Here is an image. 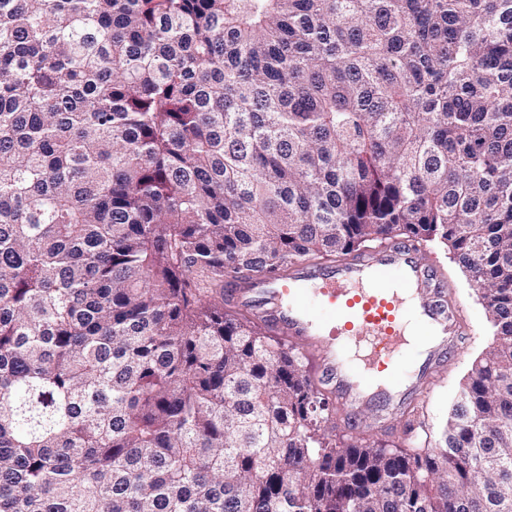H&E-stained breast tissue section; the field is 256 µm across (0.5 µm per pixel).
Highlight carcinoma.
<instances>
[{"mask_svg":"<svg viewBox=\"0 0 512 512\" xmlns=\"http://www.w3.org/2000/svg\"><path fill=\"white\" fill-rule=\"evenodd\" d=\"M397 236L496 337L426 451L224 307ZM0 512H512V0H0Z\"/></svg>","mask_w":512,"mask_h":512,"instance_id":"obj_1","label":"carcinoma"}]
</instances>
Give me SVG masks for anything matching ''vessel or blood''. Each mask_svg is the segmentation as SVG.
<instances>
[{
    "instance_id": "obj_1",
    "label": "vessel or blood",
    "mask_w": 512,
    "mask_h": 512,
    "mask_svg": "<svg viewBox=\"0 0 512 512\" xmlns=\"http://www.w3.org/2000/svg\"><path fill=\"white\" fill-rule=\"evenodd\" d=\"M403 288L418 300L427 344L425 363L407 372L399 367L408 344ZM230 297L314 360L319 383L363 431L371 426L366 409L390 413L422 393L429 365L454 356L464 334L432 264L397 241L337 264L291 263L277 278L240 283Z\"/></svg>"
}]
</instances>
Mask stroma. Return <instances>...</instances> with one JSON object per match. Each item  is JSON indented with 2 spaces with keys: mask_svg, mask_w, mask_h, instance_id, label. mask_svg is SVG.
Masks as SVG:
<instances>
[{
  "mask_svg": "<svg viewBox=\"0 0 512 512\" xmlns=\"http://www.w3.org/2000/svg\"><path fill=\"white\" fill-rule=\"evenodd\" d=\"M432 262L451 291L466 336L457 357L433 370L424 398L398 409L383 425L362 432L346 425V414L334 409L328 424L334 434L349 443L382 441L392 448L432 447L443 430L455 390L471 362L494 345L493 330L485 308L471 287L466 274L452 258L449 249L437 242L420 252Z\"/></svg>",
  "mask_w": 512,
  "mask_h": 512,
  "instance_id": "1",
  "label": "stroma"
}]
</instances>
